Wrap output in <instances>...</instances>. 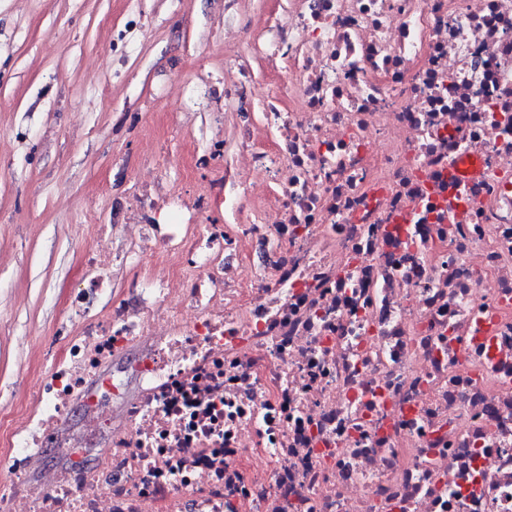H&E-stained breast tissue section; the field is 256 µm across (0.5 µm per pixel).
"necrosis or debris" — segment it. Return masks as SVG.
<instances>
[{
	"label": "necrosis or debris",
	"instance_id": "necrosis-or-debris-1",
	"mask_svg": "<svg viewBox=\"0 0 512 512\" xmlns=\"http://www.w3.org/2000/svg\"><path fill=\"white\" fill-rule=\"evenodd\" d=\"M238 3L235 136L197 158L187 220L158 224L171 197L143 183L125 260L149 242L165 268L0 419V512H512V0H286L260 21ZM252 55L283 78L261 103ZM220 203L236 223L210 222ZM85 221L89 294L112 227ZM133 344L116 422L100 368ZM104 432L95 466L23 481L38 448L74 458Z\"/></svg>",
	"mask_w": 512,
	"mask_h": 512
}]
</instances>
